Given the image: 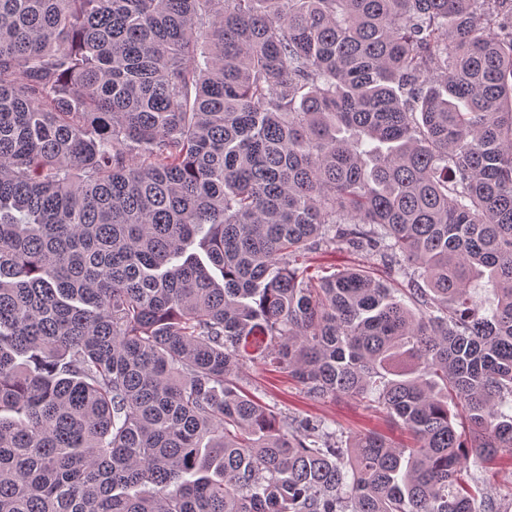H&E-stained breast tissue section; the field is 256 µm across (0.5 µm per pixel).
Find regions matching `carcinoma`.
I'll return each instance as SVG.
<instances>
[{"label":"carcinoma","mask_w":512,"mask_h":512,"mask_svg":"<svg viewBox=\"0 0 512 512\" xmlns=\"http://www.w3.org/2000/svg\"><path fill=\"white\" fill-rule=\"evenodd\" d=\"M504 453L512 0H0V512H497ZM363 264L381 266V261L370 258L362 252H357L346 245H336L331 247H321L309 252L303 261H299L297 267L305 269V275L318 277L325 275L324 271L333 272L354 268ZM240 385L250 394L265 402L282 418H307L320 423L328 431H336L343 439L350 435L379 432L396 445L409 442L408 434L391 424L384 413L376 411L359 400L340 398L315 401L304 393L287 372L274 370L259 363L245 366ZM466 474L482 477L489 493L496 499L502 512H512V459L504 454L491 463H479L472 457Z\"/></svg>","instance_id":"carcinoma-1"}]
</instances>
